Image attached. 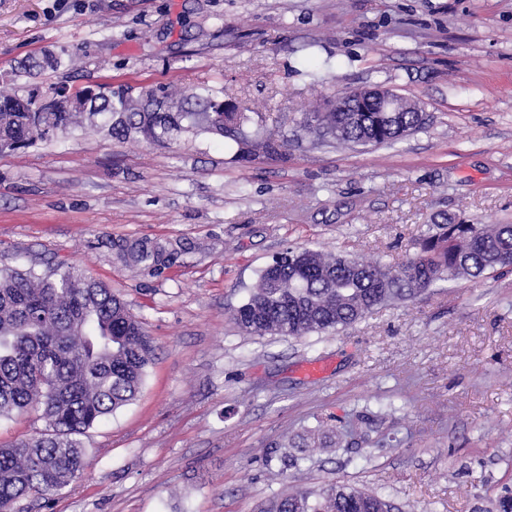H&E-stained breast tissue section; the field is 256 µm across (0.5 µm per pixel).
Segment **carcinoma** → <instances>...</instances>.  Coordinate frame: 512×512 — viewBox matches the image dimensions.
I'll return each instance as SVG.
<instances>
[{
  "label": "carcinoma",
  "mask_w": 512,
  "mask_h": 512,
  "mask_svg": "<svg viewBox=\"0 0 512 512\" xmlns=\"http://www.w3.org/2000/svg\"><path fill=\"white\" fill-rule=\"evenodd\" d=\"M68 103L59 112H35V100L0 92V152L56 137L89 122L121 138L171 143L191 127L234 141L249 159L288 160V143L303 134L356 146L392 144L426 124L419 112H381L367 101L341 111L340 98L324 112H308L292 130L246 129L248 116L209 93L201 112H157L152 94L112 99V86L96 94L53 93ZM417 251L393 270L342 253L288 247L261 272L246 301L232 311L245 336L301 338L347 327L392 299L411 298L440 281L478 278L512 265V224L429 226ZM167 248L136 242L120 258L140 265L164 263ZM153 349L127 303L102 282L75 268L53 277L33 269L0 271V417L36 409L50 432L0 447V512L24 499L49 502L87 467L80 436L134 401L152 363ZM293 448H332L336 431L323 425ZM380 496L337 483L320 492L295 488L268 512H393ZM487 512H512L504 490Z\"/></svg>",
  "instance_id": "cac0c4a2"
}]
</instances>
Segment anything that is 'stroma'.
<instances>
[{
  "mask_svg": "<svg viewBox=\"0 0 512 512\" xmlns=\"http://www.w3.org/2000/svg\"><path fill=\"white\" fill-rule=\"evenodd\" d=\"M52 54L69 59L36 69ZM320 70L313 81L310 70ZM207 85L292 128L350 87L418 101L393 144L308 136L287 161L231 140L76 129L0 153V269L77 267L121 295L155 356L137 399L83 439L90 466L20 512H264L284 436L334 416L305 488L349 484L398 512H479L512 486V272L444 281L347 328L243 336L230 319L290 245L397 267L420 228L512 224V0H0V89ZM137 240L174 248L156 273ZM381 416L406 442L354 444Z\"/></svg>",
  "mask_w": 512,
  "mask_h": 512,
  "instance_id": "obj_1",
  "label": "stroma"
}]
</instances>
